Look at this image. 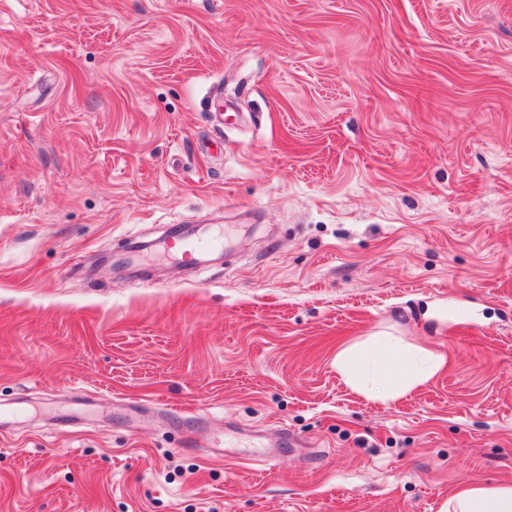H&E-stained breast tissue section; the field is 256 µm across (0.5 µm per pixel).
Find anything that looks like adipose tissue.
I'll return each mask as SVG.
<instances>
[{
  "mask_svg": "<svg viewBox=\"0 0 512 512\" xmlns=\"http://www.w3.org/2000/svg\"><path fill=\"white\" fill-rule=\"evenodd\" d=\"M334 364L345 382L361 394L393 400L428 381L444 359L405 348L388 336H374L339 350ZM441 512H512V484H462Z\"/></svg>",
  "mask_w": 512,
  "mask_h": 512,
  "instance_id": "adipose-tissue-1",
  "label": "adipose tissue"
}]
</instances>
